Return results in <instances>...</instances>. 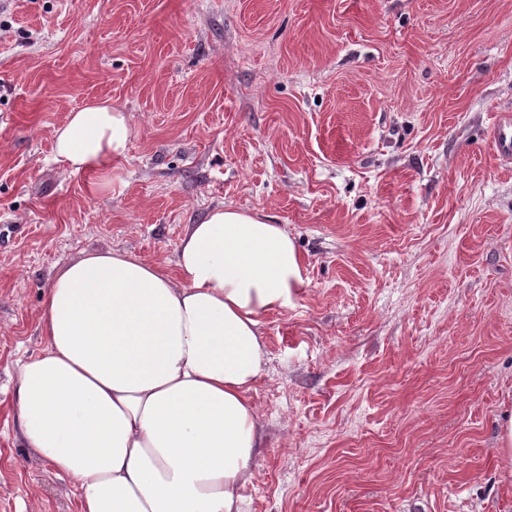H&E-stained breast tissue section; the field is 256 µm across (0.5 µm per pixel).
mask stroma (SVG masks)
Instances as JSON below:
<instances>
[{
  "label": "stroma",
  "instance_id": "stroma-1",
  "mask_svg": "<svg viewBox=\"0 0 512 512\" xmlns=\"http://www.w3.org/2000/svg\"><path fill=\"white\" fill-rule=\"evenodd\" d=\"M0 22V512H77L15 407L56 270L174 261L220 204L284 225L306 279L262 318L243 512H512V0H0ZM103 99L126 157L65 172L54 129ZM499 443L506 468L512 470V412H506L499 421Z\"/></svg>",
  "mask_w": 512,
  "mask_h": 512
}]
</instances>
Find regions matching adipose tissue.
I'll use <instances>...</instances> for the list:
<instances>
[{"label":"adipose tissue","instance_id":"1","mask_svg":"<svg viewBox=\"0 0 512 512\" xmlns=\"http://www.w3.org/2000/svg\"><path fill=\"white\" fill-rule=\"evenodd\" d=\"M132 129L111 101L87 103L54 129L55 159L107 171ZM303 267L283 225L219 205L187 226L175 264L112 248L56 272L16 411L26 446L72 479L78 512H242L263 446L249 397L262 318L294 307Z\"/></svg>","mask_w":512,"mask_h":512}]
</instances>
